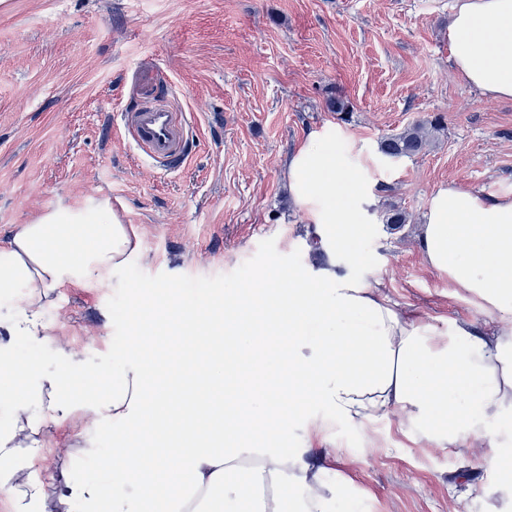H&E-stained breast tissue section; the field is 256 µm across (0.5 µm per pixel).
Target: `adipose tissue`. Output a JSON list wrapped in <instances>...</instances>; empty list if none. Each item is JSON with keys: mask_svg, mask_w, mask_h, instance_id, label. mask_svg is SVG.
Instances as JSON below:
<instances>
[{"mask_svg": "<svg viewBox=\"0 0 512 512\" xmlns=\"http://www.w3.org/2000/svg\"><path fill=\"white\" fill-rule=\"evenodd\" d=\"M454 65L491 98H512V0H456ZM335 128L291 152L288 189L325 259L275 263L223 296L181 304L145 286L112 350L117 378L77 385L75 347L46 318L57 291L98 287L141 250L137 225L106 205L85 220L64 211L16 225L0 247V512H333L325 458L288 445V424L320 404L360 426L390 415L424 444L498 456L493 427L512 415V193L480 198L453 184L429 199L419 236L427 266L482 301L492 329L452 332L392 302L361 276V173ZM176 330L174 351L150 336ZM53 353L59 369L18 363L15 340ZM233 380L222 403L198 387ZM109 451L80 446L84 421ZM81 448L96 468L31 480L53 444Z\"/></svg>", "mask_w": 512, "mask_h": 512, "instance_id": "obj_1", "label": "adipose tissue"}]
</instances>
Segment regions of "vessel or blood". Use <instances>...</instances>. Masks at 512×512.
<instances>
[{
    "label": "vessel or blood",
    "instance_id": "vessel-or-blood-1",
    "mask_svg": "<svg viewBox=\"0 0 512 512\" xmlns=\"http://www.w3.org/2000/svg\"><path fill=\"white\" fill-rule=\"evenodd\" d=\"M136 148L162 169L182 167L191 150L186 123L160 101L158 92L148 94L145 104L121 115Z\"/></svg>",
    "mask_w": 512,
    "mask_h": 512
}]
</instances>
